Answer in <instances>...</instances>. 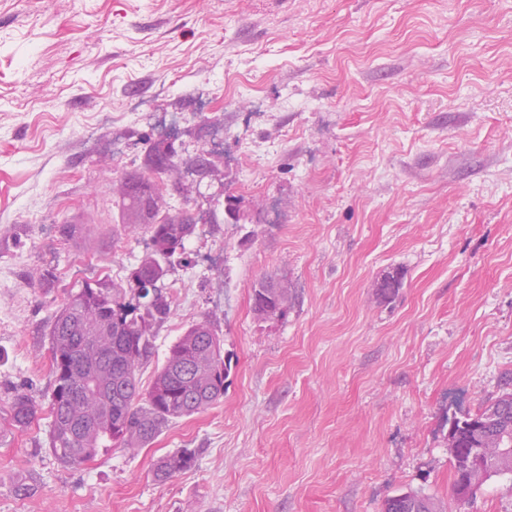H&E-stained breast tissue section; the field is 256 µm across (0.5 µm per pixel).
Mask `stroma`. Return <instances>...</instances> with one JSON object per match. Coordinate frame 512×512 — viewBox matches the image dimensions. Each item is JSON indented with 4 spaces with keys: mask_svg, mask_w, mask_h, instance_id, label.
Instances as JSON below:
<instances>
[{
    "mask_svg": "<svg viewBox=\"0 0 512 512\" xmlns=\"http://www.w3.org/2000/svg\"><path fill=\"white\" fill-rule=\"evenodd\" d=\"M139 175L204 216L141 385L208 319L224 396L79 468L48 414L0 429V512H381L406 489L512 512L511 481L456 495L447 441L512 392V0H0V420L15 392L48 404L67 295L146 253L120 190ZM268 278L286 318L253 310ZM194 458V453L187 448L166 455L156 463L154 475L157 480L166 481L176 473L191 467Z\"/></svg>",
    "mask_w": 512,
    "mask_h": 512,
    "instance_id": "stroma-1",
    "label": "stroma"
}]
</instances>
